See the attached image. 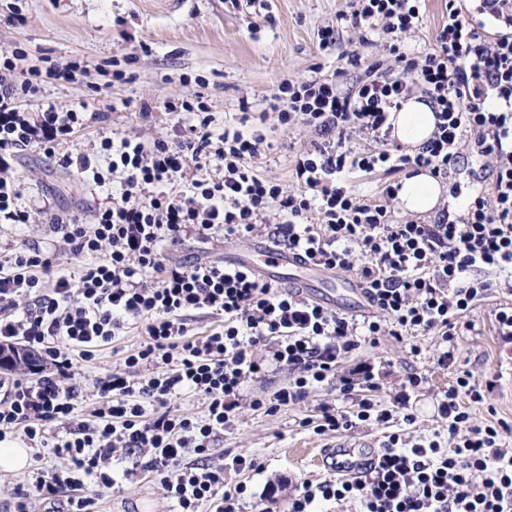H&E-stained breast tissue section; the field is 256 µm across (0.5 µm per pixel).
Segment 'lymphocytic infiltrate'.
<instances>
[{
  "label": "lymphocytic infiltrate",
  "instance_id": "obj_1",
  "mask_svg": "<svg viewBox=\"0 0 512 512\" xmlns=\"http://www.w3.org/2000/svg\"><path fill=\"white\" fill-rule=\"evenodd\" d=\"M423 0H353L345 21L359 45L385 40L394 65L367 66L354 90L343 93L317 77L282 81L269 107L278 124L314 129L319 142L297 153L296 190L260 177L251 159L264 154V136L238 130L212 133V117L201 94L167 101L166 112L189 113L186 138L104 140L112 159L108 173L120 191L110 205L91 214L46 211L61 226L64 249L80 264L44 292L43 273L53 257L39 247L12 249L0 262V367L12 372L24 362L34 381L0 379V440L9 433L51 449L57 464L33 471L29 491L18 494L14 512H28L36 493L48 512H93L92 496H71L65 508L53 501L61 489L111 486L113 453L143 456L175 498L179 512H240L246 485L224 487V471L185 462L205 454L231 426L245 381L266 372L267 363L287 370L288 384L270 397H253L255 411L273 413L302 401L317 384L340 380L342 394L363 391L351 410L326 405L316 434L346 431L359 422L385 424L388 410L368 399L374 390L370 367L337 378L343 355L370 337L457 336L464 317L491 288L512 295V0H446L447 18L434 46L421 55L404 51L402 39L418 30ZM26 55L16 47L0 52V224H26L20 188L9 160L31 147L59 157L63 166L103 183L104 173L87 154L57 156L55 144L84 127L85 106L25 114L43 78L72 77V70L22 69ZM420 94L437 118L433 137L411 151L390 137V110ZM497 108H489L488 100ZM371 147L348 145L353 132ZM215 174L200 177L192 164ZM384 168L415 175L422 170L450 180L457 196L471 189L463 215L441 214L431 224L395 220L387 207L398 184L386 183L384 203L360 198L343 181L349 170ZM492 184L484 193L481 182ZM264 236L288 245L304 261L329 271L354 273L373 310L356 322L316 302L263 281L250 269L215 262L168 264L165 250L185 237L207 242ZM505 279L494 282L495 274ZM205 311L223 316L221 328L191 337L189 319ZM145 325L146 341L124 359L125 370L86 380L80 361L111 342L129 323ZM270 359L255 349L268 338ZM97 400L78 413L87 387ZM203 400L202 415L171 410L181 393ZM485 394L470 371H459L438 410L448 422V452L436 443L398 450L399 434L355 480L303 482L290 512H309L316 499L351 501L361 512H512V457L503 447L512 431L506 422L476 424L470 409Z\"/></svg>",
  "mask_w": 512,
  "mask_h": 512
}]
</instances>
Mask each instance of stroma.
Returning a JSON list of instances; mask_svg holds the SVG:
<instances>
[{
	"instance_id": "obj_1",
	"label": "stroma",
	"mask_w": 512,
	"mask_h": 512,
	"mask_svg": "<svg viewBox=\"0 0 512 512\" xmlns=\"http://www.w3.org/2000/svg\"><path fill=\"white\" fill-rule=\"evenodd\" d=\"M351 6V0H0V50L21 44L29 67L80 63L82 70L73 80H45L40 95L62 110L86 103L89 111L104 113L105 118L76 130L58 146L59 154L94 156L104 172L110 159L100 148L102 139L126 136L147 144L158 137L176 140L192 118L169 114L163 104L186 95L189 80L201 77L212 130L220 133L231 125L247 135L263 133L270 148L252 159L253 169L292 190L296 187L293 157L310 149L318 136L303 125L281 128L268 117V102L279 83L316 76L336 80L345 93L359 75L349 66L347 52L360 49L365 65L389 61L382 40L356 47V36L343 20ZM327 25L337 29L331 51L319 46V31ZM143 42L149 52L140 51ZM116 64L125 71V80L113 79ZM95 83L107 85L105 95L92 91ZM244 99L251 105L245 122L239 110ZM145 102L152 107L147 118L140 111ZM11 167L20 180V204L31 220L0 226V252L10 253L14 245L26 241L53 253V275L75 272L77 259L63 249L59 234L43 224L41 212L49 208L85 213L105 206L112 199L111 183L82 179L39 148L17 155ZM253 245L250 238L227 240L218 234L206 246L186 240L166 257L176 262L220 261L225 254L244 253ZM511 304L512 297L496 290L478 302L455 338L454 360L449 364L437 362L446 349L439 337L414 336L402 342L386 337L374 346L361 343L339 365L342 375L358 364L370 365L376 387L369 398L378 409L390 410L396 396L406 395L415 415L413 423L398 417L387 428L365 423L336 434H315L303 421L316 419L321 405L339 410L352 405L335 385L325 384L303 401L281 406L270 415L241 407L209 456L190 453L186 460L201 467H223L225 488L246 484L242 512H288V500L301 482L331 478V471L314 464L313 457L336 442L378 450L394 430L414 443L435 441L447 447L448 429L437 406L457 370H470L486 392L485 403L471 409L475 423L503 420L512 425V337L501 335L496 321L500 308ZM144 340L141 324L131 325L112 344L101 347L88 372L124 371L125 355ZM412 373L422 378L415 388L406 384ZM238 456L252 460V467L238 468L234 463ZM139 461L135 454L113 458L116 483L94 490L95 512H178L176 500L151 475L142 474L133 483L124 479V471Z\"/></svg>"
}]
</instances>
